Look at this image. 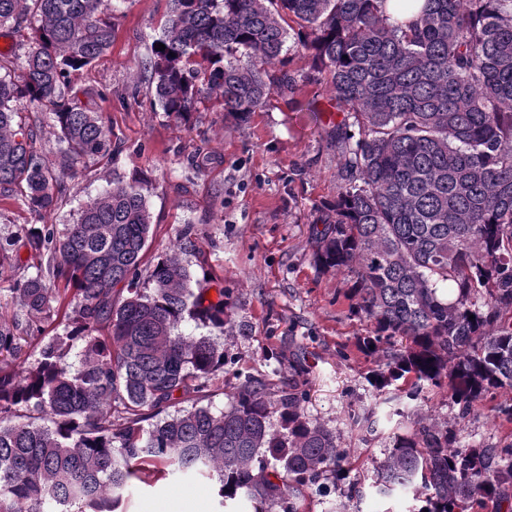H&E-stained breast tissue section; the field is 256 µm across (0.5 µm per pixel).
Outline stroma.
Segmentation results:
<instances>
[{"label": "stroma", "mask_w": 512, "mask_h": 512, "mask_svg": "<svg viewBox=\"0 0 512 512\" xmlns=\"http://www.w3.org/2000/svg\"><path fill=\"white\" fill-rule=\"evenodd\" d=\"M115 38L111 48L88 69L76 72L79 88L105 89L90 99L120 140L115 162L79 165L75 179L48 216L51 224L72 223L81 206L114 179L149 178L152 230L141 276H148L157 255L175 252L194 282L209 298L230 291L233 325L222 337L236 365L225 366L210 400L225 408L242 370L282 384L275 354L297 356L310 391L307 411L336 432L354 455L363 475L362 497L348 512H411L412 498H384L372 486L373 466L383 458L398 430L397 402L372 396L365 380L372 357L357 348L371 323L349 310L348 277L322 273L313 263L312 226L322 202L339 187L338 154L326 142L328 124L342 112L328 87L306 79L312 59L296 37H289L285 67L297 78L292 92L273 94L244 124L226 120L219 103H197L183 122L152 109L147 84L133 72L144 59L164 22L166 0H109ZM34 215L15 196L0 197V239L15 241V255L0 261V311L15 314L12 289L35 273L38 264L24 244L23 229ZM192 247H185V237ZM347 358H340L339 349ZM369 408L376 432L350 427L348 408ZM426 410L448 420L459 447H497L512 442V424L494 421L488 406L458 420V409L443 390L429 392ZM125 512H217L211 481L188 475H157L136 483Z\"/></svg>", "instance_id": "1"}]
</instances>
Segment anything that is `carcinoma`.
I'll list each match as a JSON object with an SVG mask.
<instances>
[{
	"label": "carcinoma",
	"instance_id": "carcinoma-1",
	"mask_svg": "<svg viewBox=\"0 0 512 512\" xmlns=\"http://www.w3.org/2000/svg\"><path fill=\"white\" fill-rule=\"evenodd\" d=\"M383 2L167 0L136 76L170 116L187 121L215 94L243 123L295 86L281 55L297 26L309 79L345 113L327 131L340 188L312 227L314 263L352 278L349 309L374 324L358 342L374 357L371 392L409 406L373 486L423 499L417 512H486L512 499V442L459 448L448 421L419 407L446 390L459 418L488 401L512 423V0H424L408 26L389 23ZM5 26L33 41L0 73V194L42 219L79 164L120 153L71 80L110 48L112 22L104 0H0ZM29 112L53 115V166ZM148 186L114 181L62 230L25 229L46 263L12 288L15 302L65 335L0 319V512H117L150 469L207 473L220 498L244 496L254 512H305L308 496L338 487L360 496L349 449L305 410L295 362L275 390L247 374L228 408L201 404L228 358L215 337L178 327L229 330L233 303L223 288L215 302L193 290L175 252L140 280ZM348 421L374 431L371 410Z\"/></svg>",
	"mask_w": 512,
	"mask_h": 512
}]
</instances>
